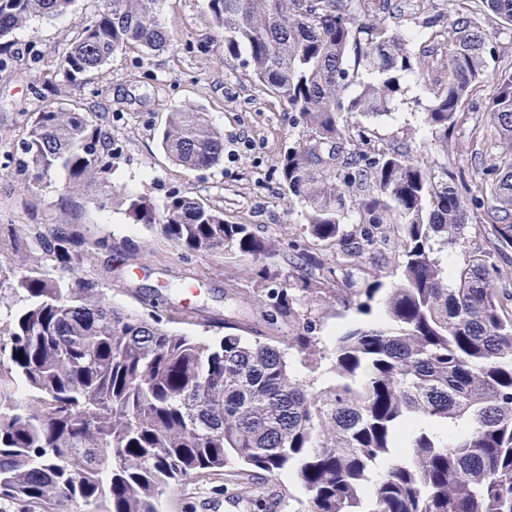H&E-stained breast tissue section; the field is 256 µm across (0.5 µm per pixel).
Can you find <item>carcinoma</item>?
Returning a JSON list of instances; mask_svg holds the SVG:
<instances>
[{
	"mask_svg": "<svg viewBox=\"0 0 512 512\" xmlns=\"http://www.w3.org/2000/svg\"><path fill=\"white\" fill-rule=\"evenodd\" d=\"M73 2L0 0V69L13 33ZM461 2L448 23V83L426 112L445 153L494 56L486 21L512 23V0ZM98 3L46 85H86L123 50L172 46L162 0ZM207 7L224 54L246 52L252 77L306 128L279 175L310 234L336 242L354 268L388 242L386 226H400V276L382 322L317 350L296 301L326 293L318 256L298 248L287 268L273 271V243L250 225L226 223L223 211L187 193L160 206L134 196V221L160 227L184 253H242L261 264L256 275L276 280L265 300L272 315L297 325L288 348L335 382L317 390L296 378L269 337L198 339L154 310L112 305L92 283L1 260L0 305L9 297L20 304L0 322V501L41 512H162L171 486L229 470L259 499L261 473L291 470L306 512H512V313L498 291L509 276L493 260L512 248V148L467 182L423 165L408 145L372 144L357 117L388 114L419 71L411 38L371 22L368 0ZM491 112L495 136L512 145V72L500 73ZM101 120L81 105L33 113L19 140L20 167H61L66 191H77L111 166L112 133ZM160 145L188 170L224 157V134L195 107L168 112ZM481 208L491 248L471 250L450 275L441 253ZM353 211L361 228L347 236ZM42 244L67 267L83 260L63 228ZM382 287L366 284L347 306L367 308Z\"/></svg>",
	"mask_w": 512,
	"mask_h": 512,
	"instance_id": "1",
	"label": "carcinoma"
}]
</instances>
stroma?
I'll list each match as a JSON object with an SVG mask.
<instances>
[{
    "label": "stroma",
    "mask_w": 512,
    "mask_h": 512,
    "mask_svg": "<svg viewBox=\"0 0 512 512\" xmlns=\"http://www.w3.org/2000/svg\"><path fill=\"white\" fill-rule=\"evenodd\" d=\"M97 7V0H75L68 13L18 32L7 69L0 72V129L9 134L0 140V253L27 256L55 276L79 277L95 284L114 306L157 311L173 328L204 340L232 332L248 338L276 336L284 342L292 328L267 314L263 299L269 284L256 277L250 256L183 253L156 228L134 221L129 195L147 193L157 205L175 193L196 196L222 210L226 223L251 225L275 241L276 264H283L295 246L316 253L332 270L326 282L330 289L361 288L374 275L386 284L396 280V246L349 273L337 266L335 245L309 235L303 211L291 202L278 171L281 157L301 139L302 128L286 104L252 80L242 58L225 55L224 39L205 0H164L160 17L175 34L169 49L150 54L127 50L114 56L105 80L43 97L41 76L55 69L74 31L93 19ZM458 7L457 0H428L423 12L405 8L398 26L418 34L413 51L433 68L426 79L403 84L388 114L364 117L360 123L380 143H412L418 159L431 169L461 167L477 179L488 162L472 158L471 132L492 127L494 76L512 71V25L494 18L487 22L496 54L469 101L466 125L455 130L443 151L425 123V112L448 81V46L431 38L422 21L433 14L449 21ZM76 102L107 114L119 150L111 169L99 174L93 186L68 194L63 170L38 177L20 169L14 158L17 135L33 112L49 103L67 107ZM183 105L200 109L224 133V159L213 167L186 170L159 146L168 110ZM61 225L85 248L83 261L73 269L41 244ZM99 239L108 240V248H95ZM382 306V297H375L370 313L363 314L335 298L305 297L297 309L311 322L320 348L328 351L336 334L379 323ZM261 488V501L244 500L238 511L234 504L243 500L242 494L227 476L199 478L189 490L165 492L163 510L304 512L306 493L291 472L263 475Z\"/></svg>",
    "instance_id": "stroma-1"
}]
</instances>
